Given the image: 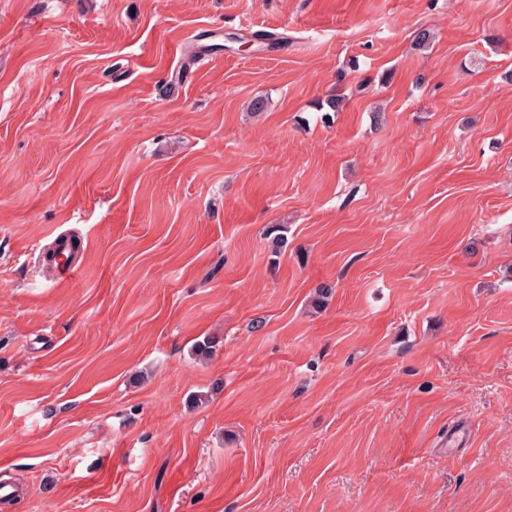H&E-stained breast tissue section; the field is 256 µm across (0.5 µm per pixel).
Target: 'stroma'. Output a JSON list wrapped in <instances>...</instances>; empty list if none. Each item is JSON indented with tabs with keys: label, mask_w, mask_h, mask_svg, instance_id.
I'll return each instance as SVG.
<instances>
[{
	"label": "stroma",
	"mask_w": 512,
	"mask_h": 512,
	"mask_svg": "<svg viewBox=\"0 0 512 512\" xmlns=\"http://www.w3.org/2000/svg\"><path fill=\"white\" fill-rule=\"evenodd\" d=\"M0 469V512H512V0H0ZM60 236L55 239L57 243L53 248L51 260H48V266L51 270L57 271L60 282L65 283L76 273L80 265L75 260L76 245L70 238H59Z\"/></svg>",
	"instance_id": "obj_1"
}]
</instances>
